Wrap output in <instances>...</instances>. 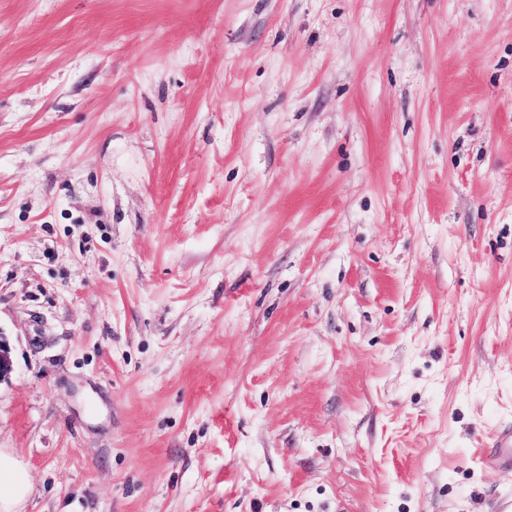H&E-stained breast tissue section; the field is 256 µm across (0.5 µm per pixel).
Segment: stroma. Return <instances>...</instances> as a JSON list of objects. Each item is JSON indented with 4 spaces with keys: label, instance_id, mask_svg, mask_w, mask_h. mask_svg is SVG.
Segmentation results:
<instances>
[{
    "label": "stroma",
    "instance_id": "35a3bbf8",
    "mask_svg": "<svg viewBox=\"0 0 512 512\" xmlns=\"http://www.w3.org/2000/svg\"><path fill=\"white\" fill-rule=\"evenodd\" d=\"M21 512H494L512 0H0Z\"/></svg>",
    "mask_w": 512,
    "mask_h": 512
}]
</instances>
